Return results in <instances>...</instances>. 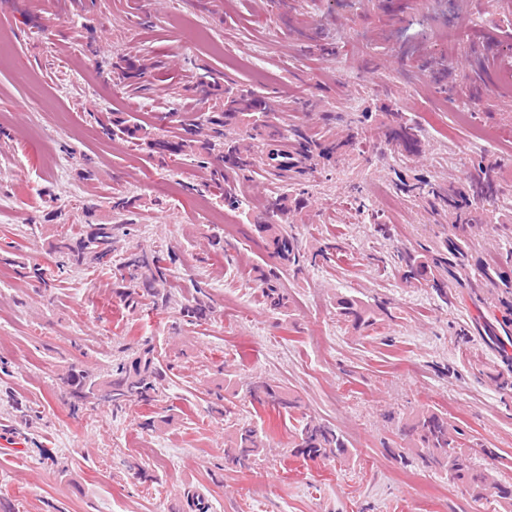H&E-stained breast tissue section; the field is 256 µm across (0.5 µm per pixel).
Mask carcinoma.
Returning <instances> with one entry per match:
<instances>
[{"label": "carcinoma", "mask_w": 512, "mask_h": 512, "mask_svg": "<svg viewBox=\"0 0 512 512\" xmlns=\"http://www.w3.org/2000/svg\"><path fill=\"white\" fill-rule=\"evenodd\" d=\"M126 78H138L147 64L142 60L123 55L115 63ZM199 102H214L216 112L209 119L213 134L202 138L200 132L190 129L176 141L157 137L135 124L114 121L108 125L101 123L102 129H115L126 139L138 146L145 145L150 150L164 156L192 154L200 159L211 156L221 158L224 169L214 174L216 188L223 191L224 204L236 208L240 199L236 192L237 181L247 178L255 168L263 164V159L245 147L233 130L248 128L258 135L284 138L279 131L262 132L264 117L276 111V101L256 94L242 87L219 92L215 82L202 74L192 86ZM385 141L398 149L411 153L417 150V134L413 127L402 120L397 112L390 113V122L385 133ZM497 183L495 170L489 165H480L469 177V194L485 200L493 199ZM466 195L448 196V212L454 223L469 224L472 216L463 210ZM292 200L286 193H278L266 199L263 205V219L256 221L258 231L265 234L271 256L288 260L295 254V243L281 222L288 221ZM114 224H62L57 233L54 252L58 255L55 266H32L15 262L16 274L22 278H34L47 287L55 277V271L66 267L78 268L91 264L104 266L105 257L112 254L115 239ZM465 257L458 239L446 238L439 249L429 255L407 252L401 255L404 264V279L411 283L425 281L432 283L435 291H445L448 284L441 275L452 271L458 261ZM173 251H140L130 254L122 262L119 297L124 307L136 311L144 306L166 307L175 302L168 288V265L175 262ZM262 297L272 310L287 308L288 297L276 282L263 278ZM384 304L370 305L355 296L342 295L336 298V314L356 328L370 327L377 322V314L384 312ZM179 313L188 323H204L212 314L211 307L201 299L180 304ZM170 366L163 365L160 355L151 345L145 344L120 362L112 366L106 375H93L84 371L71 370L62 377V384L68 387L73 411L91 403H106L114 410L127 406H142L152 409L162 393ZM212 409L226 419L235 415L236 404L221 391L213 392ZM251 396L263 407L282 410L286 414L300 408L299 400L286 388L266 381L254 384ZM398 435L403 442L397 457L408 463L413 459L434 469L448 479L461 483L469 496L481 501L493 494L500 505L512 512V485L501 482L496 471L482 468L473 461L471 453L463 448L460 441L461 430L448 423L447 415L430 408L410 414L398 420ZM294 446L292 452L305 459L336 458L347 459L349 448L342 435L321 420L302 415L293 427ZM263 436L249 423H235L229 433L224 448L227 463L245 468L266 454Z\"/></svg>", "instance_id": "1"}]
</instances>
